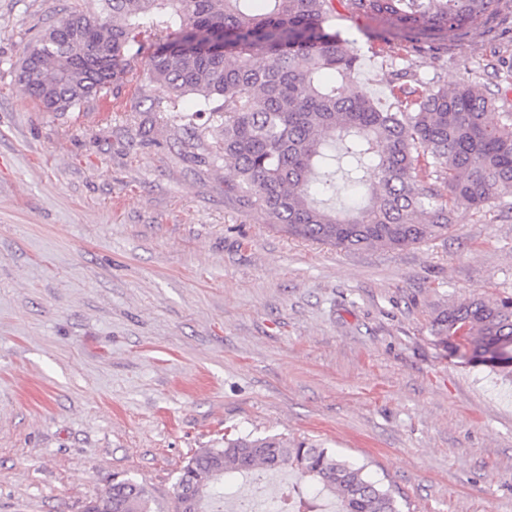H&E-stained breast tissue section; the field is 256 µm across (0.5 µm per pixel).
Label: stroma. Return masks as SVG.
<instances>
[{"mask_svg": "<svg viewBox=\"0 0 512 512\" xmlns=\"http://www.w3.org/2000/svg\"><path fill=\"white\" fill-rule=\"evenodd\" d=\"M0 0V512H83L129 478L173 512L181 468L225 432L330 448L402 512H512V371L431 333L469 297L512 296V195L459 208L447 234L344 251L270 228L226 196L218 133H186L145 75L40 109L29 41L74 4ZM359 82L485 84L512 112V0L442 50L379 39L336 6Z\"/></svg>", "mask_w": 512, "mask_h": 512, "instance_id": "stroma-1", "label": "stroma"}]
</instances>
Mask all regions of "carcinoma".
Masks as SVG:
<instances>
[{
    "label": "carcinoma",
    "mask_w": 512,
    "mask_h": 512,
    "mask_svg": "<svg viewBox=\"0 0 512 512\" xmlns=\"http://www.w3.org/2000/svg\"><path fill=\"white\" fill-rule=\"evenodd\" d=\"M103 0L76 6L24 50L18 81L43 109L67 112L121 87L137 36L155 48L146 77L171 104L193 96L219 137L210 155L233 180L224 193L262 210L291 237L345 250L403 249L451 228L457 208L479 209L512 194V113L485 121L493 99L478 83L406 91L401 109L382 108L358 83L359 55L336 30L334 0ZM500 0H347L358 16L418 45L466 36ZM263 68L252 65L256 55ZM90 56L103 73L82 66ZM366 187L364 204L338 210L336 174ZM443 180L448 202L428 183ZM440 343L491 367L512 366V298L464 299L437 313ZM262 465L288 468L311 512L323 495L339 512H401L394 491L327 448L282 437L224 438L202 448L176 482L174 512H220L224 486ZM132 479L112 482L84 512H150Z\"/></svg>",
    "instance_id": "cac0c4a2"
}]
</instances>
